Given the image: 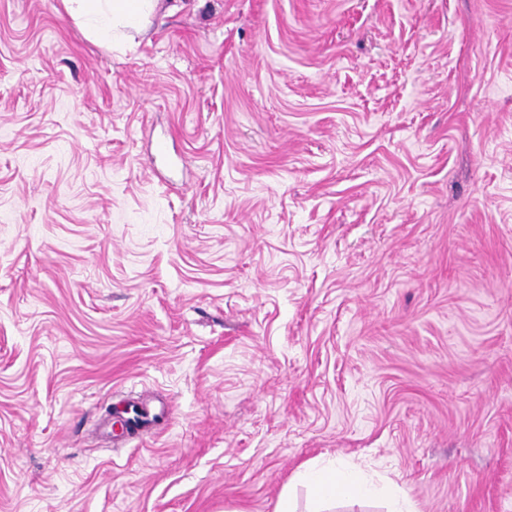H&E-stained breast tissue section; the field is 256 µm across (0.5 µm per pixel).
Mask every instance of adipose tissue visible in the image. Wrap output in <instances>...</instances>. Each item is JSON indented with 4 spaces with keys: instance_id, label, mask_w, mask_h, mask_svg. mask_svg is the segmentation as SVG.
I'll use <instances>...</instances> for the list:
<instances>
[{
    "instance_id": "adipose-tissue-1",
    "label": "adipose tissue",
    "mask_w": 512,
    "mask_h": 512,
    "mask_svg": "<svg viewBox=\"0 0 512 512\" xmlns=\"http://www.w3.org/2000/svg\"><path fill=\"white\" fill-rule=\"evenodd\" d=\"M69 17L93 43L112 47L133 41L158 15L168 13L167 0H60ZM298 481L309 488L317 501L340 496L382 498L389 512H412L409 500L389 483H377L354 469L342 466L305 467Z\"/></svg>"
}]
</instances>
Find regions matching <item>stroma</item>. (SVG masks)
<instances>
[{
  "instance_id": "obj_1",
  "label": "stroma",
  "mask_w": 512,
  "mask_h": 512,
  "mask_svg": "<svg viewBox=\"0 0 512 512\" xmlns=\"http://www.w3.org/2000/svg\"><path fill=\"white\" fill-rule=\"evenodd\" d=\"M57 2L0 0V512H512V0ZM169 0H60L63 13L93 43L112 49L134 40L158 15L170 12ZM297 479L319 502L340 496L383 498L390 508L388 512H412L409 500L398 487L386 482L376 483L352 468L311 465L301 470Z\"/></svg>"
}]
</instances>
